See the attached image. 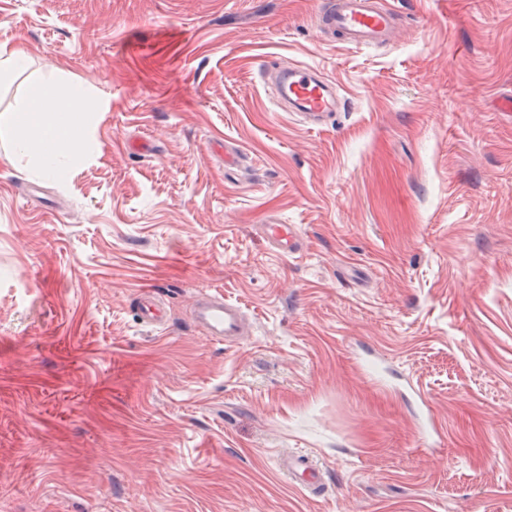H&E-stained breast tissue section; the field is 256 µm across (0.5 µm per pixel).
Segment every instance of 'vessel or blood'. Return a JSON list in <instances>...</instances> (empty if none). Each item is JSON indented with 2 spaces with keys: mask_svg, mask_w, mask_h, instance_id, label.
Listing matches in <instances>:
<instances>
[{
  "mask_svg": "<svg viewBox=\"0 0 512 512\" xmlns=\"http://www.w3.org/2000/svg\"><path fill=\"white\" fill-rule=\"evenodd\" d=\"M402 20L401 13L387 0H321L315 15L317 27L331 40L356 47L388 43ZM261 76L275 85L279 107L304 117L309 125H322L343 106L335 84L314 66L276 59L263 67ZM258 233L277 252L294 254L301 249V235L295 225L272 221L259 225ZM130 309L142 326L161 330L167 324L166 309L156 291H142ZM192 318L216 342L236 344L249 334L241 306L228 301L220 291L197 298ZM283 469L299 487L318 489L324 484V472L309 454H289Z\"/></svg>",
  "mask_w": 512,
  "mask_h": 512,
  "instance_id": "obj_1",
  "label": "vessel or blood"
}]
</instances>
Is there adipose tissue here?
<instances>
[{
    "mask_svg": "<svg viewBox=\"0 0 512 512\" xmlns=\"http://www.w3.org/2000/svg\"><path fill=\"white\" fill-rule=\"evenodd\" d=\"M100 109L99 101L72 82L49 78L31 83L17 110L0 114L6 158L27 157L44 175L65 177L83 159L89 119Z\"/></svg>",
    "mask_w": 512,
    "mask_h": 512,
    "instance_id": "adipose-tissue-1",
    "label": "adipose tissue"
}]
</instances>
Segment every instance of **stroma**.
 Returning <instances> with one entry per match:
<instances>
[{
  "label": "stroma",
  "instance_id": "1",
  "mask_svg": "<svg viewBox=\"0 0 512 512\" xmlns=\"http://www.w3.org/2000/svg\"><path fill=\"white\" fill-rule=\"evenodd\" d=\"M318 2L0 0L32 58L0 112L52 74L103 102L67 181L0 156V512H512V0H389L386 48L325 40ZM277 56L336 83L326 126L278 111ZM215 288L242 344L189 318ZM259 235L277 252L295 254L301 249V235L293 224H280L269 221V224L257 225ZM157 294L155 290L142 291L130 304V309L140 325L162 330L167 324V314ZM282 468L288 477L301 488L320 489L324 485V471L307 453H290Z\"/></svg>",
  "mask_w": 512,
  "mask_h": 512
}]
</instances>
